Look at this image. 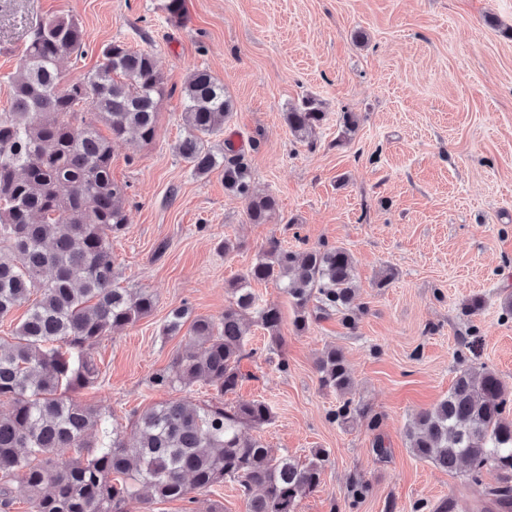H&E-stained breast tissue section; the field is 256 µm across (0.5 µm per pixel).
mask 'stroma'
<instances>
[{
  "mask_svg": "<svg viewBox=\"0 0 512 512\" xmlns=\"http://www.w3.org/2000/svg\"><path fill=\"white\" fill-rule=\"evenodd\" d=\"M164 0H0V113L8 78L27 31L48 15L76 17L86 53L65 59L66 79L101 62L108 43L154 54L167 93L153 141L128 137L115 146L112 177L125 185L127 229L112 241L120 283L156 298L153 312L104 337L93 349L98 384L77 392L83 404L109 409L125 424L133 412L173 398L152 386L185 344L162 327L188 303L217 318L227 284L262 255L270 240L303 250L347 248L355 260V329L337 317L293 326L294 307L275 283L255 285L279 305L284 344L267 348L251 326V358L236 399L269 403L274 418L257 435L274 453L308 462L328 454L321 486L298 512H489L484 488L467 470L446 472L410 451L405 432L421 409L447 396L465 364L496 371L512 387V321L501 302L512 293V0H186L183 25L167 22ZM223 80L236 111L215 148L242 149L257 192L278 208L249 223L244 201L227 192L220 172L199 178L176 154L184 134L181 88L190 69ZM326 119L306 140L285 114L305 97ZM352 125H345V117ZM236 248L223 252L224 239ZM388 287L376 282L386 272ZM484 307L466 315L465 303ZM475 340L470 361L458 354ZM342 351L351 397L366 416L339 424L340 404L319 381L316 361ZM376 427H369V418ZM390 450L380 458L375 436ZM134 444L132 429L124 431ZM368 487L354 498L355 483ZM128 512H246L232 482L197 493L195 503L130 500Z\"/></svg>",
  "mask_w": 512,
  "mask_h": 512,
  "instance_id": "stroma-1",
  "label": "stroma"
}]
</instances>
